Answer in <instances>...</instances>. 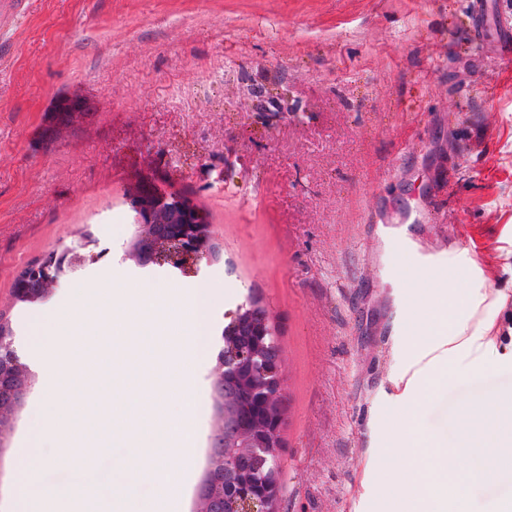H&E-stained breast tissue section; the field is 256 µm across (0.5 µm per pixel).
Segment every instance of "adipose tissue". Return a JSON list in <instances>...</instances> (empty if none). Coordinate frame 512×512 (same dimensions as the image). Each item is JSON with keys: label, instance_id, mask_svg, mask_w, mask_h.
<instances>
[{"label": "adipose tissue", "instance_id": "adipose-tissue-1", "mask_svg": "<svg viewBox=\"0 0 512 512\" xmlns=\"http://www.w3.org/2000/svg\"><path fill=\"white\" fill-rule=\"evenodd\" d=\"M427 336L484 337L486 348L494 339L472 323L452 295L429 289L420 301ZM486 368L483 357L466 365H444L423 376L404 422L394 432L403 465L389 471L388 479L401 494V512H473L471 495L485 472L512 477V398L477 395L456 413L451 437L427 432L420 420L424 402L438 390L465 378L478 377Z\"/></svg>", "mask_w": 512, "mask_h": 512}]
</instances>
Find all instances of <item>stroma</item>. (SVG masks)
<instances>
[{"label": "stroma", "mask_w": 512, "mask_h": 512, "mask_svg": "<svg viewBox=\"0 0 512 512\" xmlns=\"http://www.w3.org/2000/svg\"><path fill=\"white\" fill-rule=\"evenodd\" d=\"M471 0H28L0 20V313L29 363L37 302L12 295L51 252L97 259L60 285L115 301L154 284L213 289L203 394L236 307L259 296L286 360L276 512H393L391 426L411 367L444 365L456 339L400 330L409 290L372 241L376 213L426 204L447 229L461 305L512 307V66L470 29ZM286 84L296 118L282 114ZM79 100L72 122L58 103ZM192 192L223 257L142 266L126 196L141 177ZM488 373L439 392L512 389V343Z\"/></svg>", "instance_id": "1"}]
</instances>
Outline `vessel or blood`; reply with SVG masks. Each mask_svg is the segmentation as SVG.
<instances>
[{
	"label": "vessel or blood",
	"mask_w": 512,
	"mask_h": 512,
	"mask_svg": "<svg viewBox=\"0 0 512 512\" xmlns=\"http://www.w3.org/2000/svg\"><path fill=\"white\" fill-rule=\"evenodd\" d=\"M419 221V216L409 214L400 224L387 221L373 224L371 234L390 254L394 279L447 280L449 268L442 251L430 247L425 238L414 230Z\"/></svg>",
	"instance_id": "obj_1"
}]
</instances>
